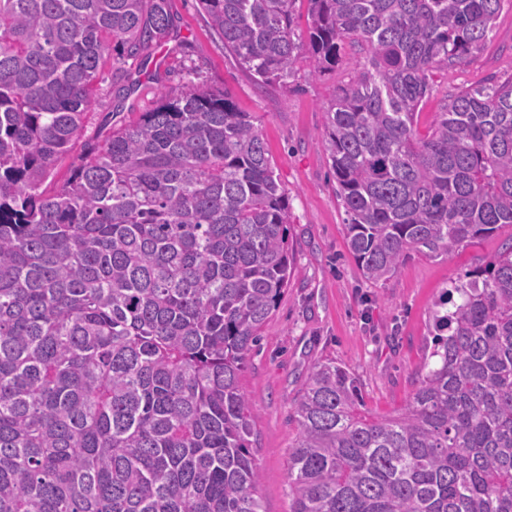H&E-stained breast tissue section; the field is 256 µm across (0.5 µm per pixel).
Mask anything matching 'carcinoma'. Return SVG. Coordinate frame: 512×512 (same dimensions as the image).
Returning <instances> with one entry per match:
<instances>
[{
    "mask_svg": "<svg viewBox=\"0 0 512 512\" xmlns=\"http://www.w3.org/2000/svg\"><path fill=\"white\" fill-rule=\"evenodd\" d=\"M198 2L259 83L288 88L306 47L316 74L364 51L324 147L365 281L512 224V80L415 129L505 0H306L304 36L299 0ZM170 27L168 0H0V512H265L239 376L298 269L259 129L186 82L43 189L104 67ZM436 307L437 362L393 414L334 362L307 376L291 512H512V246Z\"/></svg>",
    "mask_w": 512,
    "mask_h": 512,
    "instance_id": "cac0c4a2",
    "label": "carcinoma"
}]
</instances>
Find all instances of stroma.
Instances as JSON below:
<instances>
[{"label":"stroma","mask_w":512,"mask_h":512,"mask_svg":"<svg viewBox=\"0 0 512 512\" xmlns=\"http://www.w3.org/2000/svg\"><path fill=\"white\" fill-rule=\"evenodd\" d=\"M182 51L158 50L130 66L124 80L104 71L85 120V138H104L112 127L152 107L161 85L194 82L232 96L238 111L260 129L275 172L288 195L295 262L301 271L281 296L248 357L240 386L254 409L253 454L266 512H290L288 454L298 427L292 405L314 366L335 362L353 374L363 405L383 416L404 407L430 360L434 304L456 277L512 244V226L492 236L429 257L410 252L389 280L371 284L345 247L346 218L322 145L324 107L343 70L319 77L304 55L288 88L257 84L211 30L196 0H168ZM512 78V7L504 6L481 51L448 73L434 76V92L417 129L427 134L446 93L481 84L488 75ZM136 85L118 100L119 85Z\"/></svg>","instance_id":"stroma-1"}]
</instances>
